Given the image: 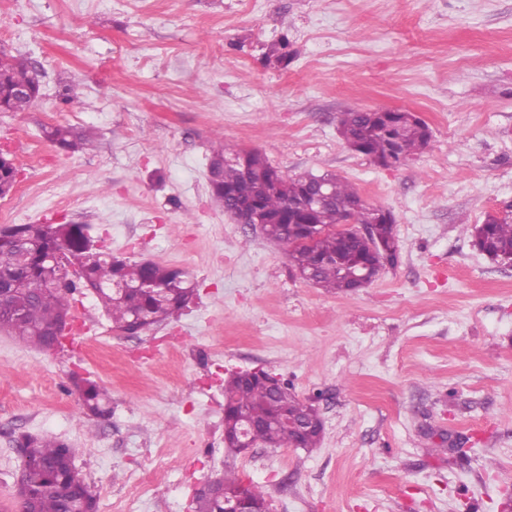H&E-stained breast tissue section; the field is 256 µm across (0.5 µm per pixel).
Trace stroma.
<instances>
[{"instance_id": "obj_1", "label": "stroma", "mask_w": 512, "mask_h": 512, "mask_svg": "<svg viewBox=\"0 0 512 512\" xmlns=\"http://www.w3.org/2000/svg\"><path fill=\"white\" fill-rule=\"evenodd\" d=\"M284 37L285 67L267 56ZM1 49L41 95L0 112L19 170L0 225H80L114 256L187 271L198 294L132 335L77 295L81 331L56 351L0 329V512H18L23 433L73 448L97 512L158 451L168 477L136 512H195L227 470L269 512H512V266L466 230L512 204V0H0ZM381 108L431 130L395 169L337 133L340 113ZM50 125L95 146L59 150ZM220 143L348 180L394 214L397 264L347 293L300 279L212 201ZM253 368L315 400L318 448H225L224 379ZM78 375L107 388L109 415H86Z\"/></svg>"}]
</instances>
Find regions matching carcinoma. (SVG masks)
Masks as SVG:
<instances>
[{
    "instance_id": "carcinoma-1",
    "label": "carcinoma",
    "mask_w": 512,
    "mask_h": 512,
    "mask_svg": "<svg viewBox=\"0 0 512 512\" xmlns=\"http://www.w3.org/2000/svg\"><path fill=\"white\" fill-rule=\"evenodd\" d=\"M288 40L283 38L270 47L268 55L286 67L291 61ZM33 82V71L23 62L0 64V96L7 100L10 111L26 112L37 101L35 97L15 98L10 91L15 86ZM350 121L364 132L353 152L363 156L384 153L393 134L404 144L402 157L395 158L396 166L404 164L411 155L427 146L426 132L417 125L405 123L398 130L373 119V113L353 111ZM44 137L63 151H75L89 145V135L70 126L44 128ZM211 196L221 207L236 209L258 208L272 225L273 233L291 243L288 259L293 270L309 274L315 285L334 293L348 292L351 285L343 276V268L352 267L370 257L366 242L344 236L339 227L354 218L360 224H372L376 236L394 240L395 223H381L380 208L359 205L360 196L349 183L333 175H324L323 191L330 200L296 214L294 222L284 223L292 206L302 197L305 179L312 173L289 176L273 166L256 150L229 152L222 145L213 149L209 167ZM315 235L310 241L301 240L306 227ZM471 238H480V250L491 259L512 262V208L507 209L484 227L470 224ZM64 247L71 264L77 266L75 278L62 275L63 283L55 286L40 261V252ZM0 279L12 280L18 287L43 288L40 296L19 292L13 307L21 311L18 318L10 317L6 328L21 340L40 349L52 347L49 328L69 317L70 300L80 288L95 292L103 308L119 330L135 332L142 327L178 318L197 296V285L189 274L177 267L160 262H130L115 260L101 249L88 252L77 224H10L0 226ZM122 282L127 290L112 294L109 286ZM83 406L95 416L109 412L110 399L106 390L96 382L82 378L76 383ZM291 387L283 384V392L275 393L267 382L257 377L232 374L224 380V439L233 449L241 426L238 412L242 411L252 425V439H263L278 447L313 449L322 439V430L298 433L288 430L281 419L289 408ZM22 449L21 465L28 471L29 483L19 490L32 512H71L81 502L86 512H94V496L75 475L72 449L67 443L45 440L22 434L15 440ZM222 494H205L196 502V512H224V495L242 497L259 512L268 502L262 487L245 481L236 474L221 478Z\"/></svg>"
}]
</instances>
